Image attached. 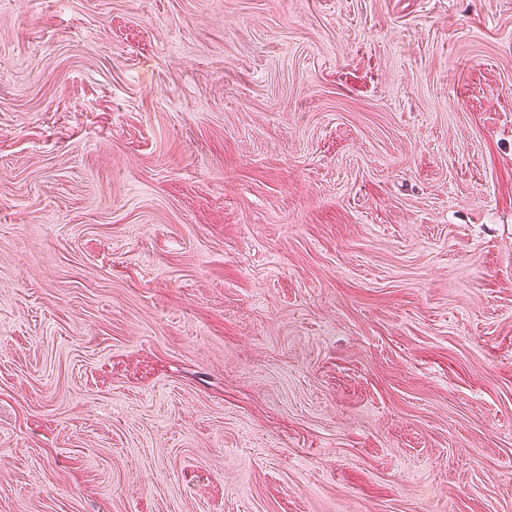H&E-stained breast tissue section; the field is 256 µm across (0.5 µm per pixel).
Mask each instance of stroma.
<instances>
[{"mask_svg":"<svg viewBox=\"0 0 512 512\" xmlns=\"http://www.w3.org/2000/svg\"><path fill=\"white\" fill-rule=\"evenodd\" d=\"M0 512H512V0H0Z\"/></svg>","mask_w":512,"mask_h":512,"instance_id":"obj_1","label":"stroma"}]
</instances>
